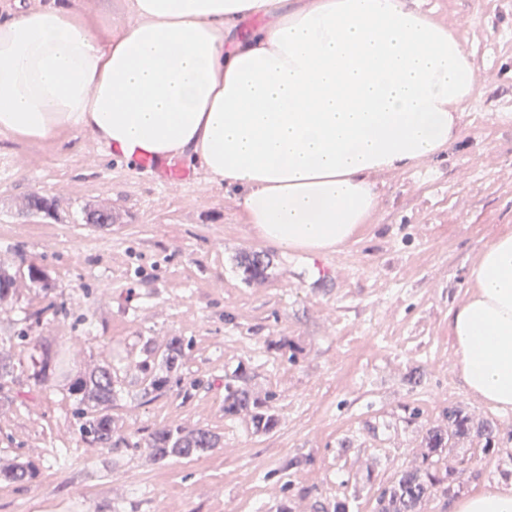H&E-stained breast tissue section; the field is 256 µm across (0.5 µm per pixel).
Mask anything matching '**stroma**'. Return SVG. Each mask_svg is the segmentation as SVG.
Listing matches in <instances>:
<instances>
[{"label":"stroma","mask_w":512,"mask_h":512,"mask_svg":"<svg viewBox=\"0 0 512 512\" xmlns=\"http://www.w3.org/2000/svg\"><path fill=\"white\" fill-rule=\"evenodd\" d=\"M429 5L473 57L458 136L412 169L377 174L370 222L318 257L262 241L241 223L237 191L188 160L146 173L87 131L0 137V269L13 277L0 337L17 361L0 396V458L40 469L31 483L0 482V512H326L339 498L374 512L383 487L422 467L423 438L447 426L452 404L500 427L496 454L453 448L462 495L512 486V411L468 391L448 334L483 249L512 231V0ZM173 166L189 182L169 183ZM35 194L51 211L29 208ZM91 209L112 223H87ZM254 253L269 269L249 280L240 262ZM22 331L56 339L81 368L116 370L123 447L81 437L66 387L35 386ZM146 336L159 351L174 336L187 344L179 380L150 400L138 369ZM242 366L279 418L270 433H252L248 414L224 416V383ZM170 426L212 430L221 445L152 462L145 443Z\"/></svg>","instance_id":"35a3bbf8"}]
</instances>
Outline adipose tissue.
I'll list each match as a JSON object with an SVG mask.
<instances>
[{
	"mask_svg": "<svg viewBox=\"0 0 512 512\" xmlns=\"http://www.w3.org/2000/svg\"><path fill=\"white\" fill-rule=\"evenodd\" d=\"M471 54L424 0H14L0 19V136L88 131L128 162L200 163L263 241L326 253L369 223L380 171L457 135ZM448 316L468 390L512 411V231ZM91 9L112 14V22L117 23L129 17L130 0H86Z\"/></svg>",
	"mask_w": 512,
	"mask_h": 512,
	"instance_id": "adipose-tissue-1",
	"label": "adipose tissue"
}]
</instances>
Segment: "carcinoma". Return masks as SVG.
<instances>
[{
    "instance_id": "obj_1",
    "label": "carcinoma",
    "mask_w": 512,
    "mask_h": 512,
    "mask_svg": "<svg viewBox=\"0 0 512 512\" xmlns=\"http://www.w3.org/2000/svg\"><path fill=\"white\" fill-rule=\"evenodd\" d=\"M268 263L255 254L244 266L249 278L266 274ZM38 351L32 365L34 382L47 385L60 378L67 381V391L73 397L77 414L78 431L86 441L103 448L115 445L116 436L110 409L115 399L117 377L112 369L102 366L81 370L75 376L66 371L61 347L47 337L32 338ZM145 359L141 362L140 393L146 397L166 391L172 377L178 372L184 357V344L180 337L170 338L165 349L156 351L151 340L143 342ZM12 355L0 347V390L13 380ZM243 412L250 414L254 432L269 433L278 426V418L267 403L254 396L248 386L246 370L241 368L236 379L224 385V417L232 419ZM497 426L487 422L480 428L471 426L469 417L458 405L448 406V428L433 427L424 437V459L427 466L401 472L391 484L376 497L374 512H419L422 503L439 492L454 496L460 490L456 470L448 464L446 448L452 442L475 438L482 443L484 452L496 451ZM221 436L209 430L184 431L180 428H162L153 432L147 442L148 455L155 462L174 458L198 457L212 448L219 447ZM40 474L38 465L19 458L14 463L0 467V481H35Z\"/></svg>"
}]
</instances>
